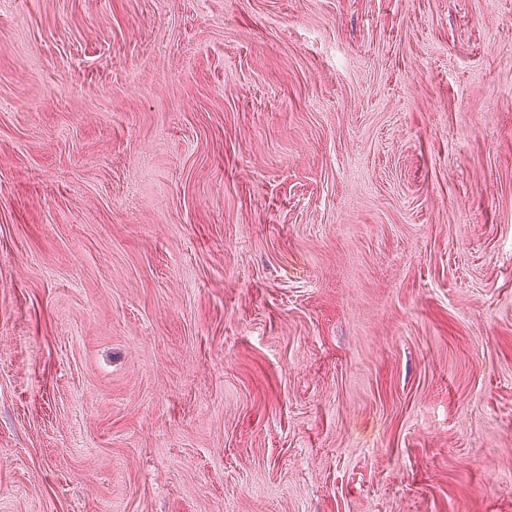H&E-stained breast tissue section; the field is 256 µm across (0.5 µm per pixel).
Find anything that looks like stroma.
I'll return each mask as SVG.
<instances>
[{
	"label": "stroma",
	"mask_w": 512,
	"mask_h": 512,
	"mask_svg": "<svg viewBox=\"0 0 512 512\" xmlns=\"http://www.w3.org/2000/svg\"><path fill=\"white\" fill-rule=\"evenodd\" d=\"M0 512H512V0H0Z\"/></svg>",
	"instance_id": "1"
}]
</instances>
